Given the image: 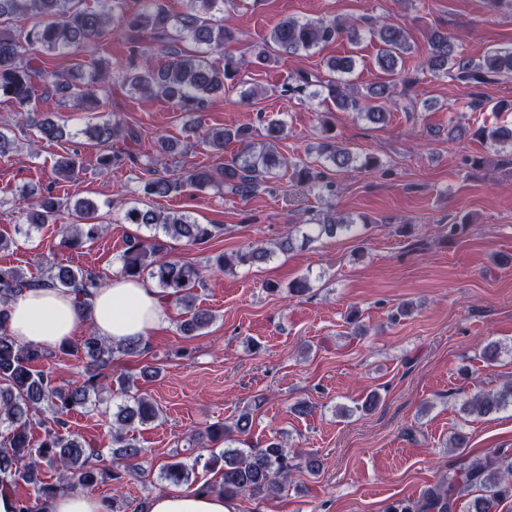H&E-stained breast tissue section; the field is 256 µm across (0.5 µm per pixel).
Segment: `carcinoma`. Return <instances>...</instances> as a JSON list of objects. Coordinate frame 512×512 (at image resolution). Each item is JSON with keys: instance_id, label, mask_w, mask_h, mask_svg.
<instances>
[{"instance_id": "carcinoma-1", "label": "carcinoma", "mask_w": 512, "mask_h": 512, "mask_svg": "<svg viewBox=\"0 0 512 512\" xmlns=\"http://www.w3.org/2000/svg\"><path fill=\"white\" fill-rule=\"evenodd\" d=\"M126 0H96L90 7L85 0H0V96L9 98L19 119L37 130L40 138L59 140L65 125L42 116L36 103V86L42 84L66 102L97 108L99 91L112 80V64L99 56L91 61L92 70L83 74L82 64L66 72L48 71L37 64V52L69 54L83 46L97 47L112 38V25H117L132 43L128 66L118 72L121 83L128 90L143 97H160L184 112L204 109L210 96L224 90V81L234 80L241 71L238 60L231 56L210 59L224 45L235 39V32L226 24L224 15L234 7V0H185L184 10L171 14L160 0H140L141 7L133 12L125 9ZM30 19L27 30L15 31L10 23ZM358 27L339 18L300 19L285 17L270 31L264 44H273L281 55L309 52L344 36H350ZM369 34L380 43L376 65L387 79L369 86L364 91L354 90L345 78L354 69L351 56L336 57L328 62L335 77L321 80L308 72L292 77L293 83L284 86L283 93H309L316 97L325 91L336 107L353 112L372 124L389 120V103L393 102L390 77L402 73L404 56L411 45L405 30L396 23L383 22L369 29ZM190 41L201 48V53L190 54L181 44ZM163 54L166 62L154 63V55ZM424 65L434 74H455L476 83L490 78L512 74V47L500 48L476 61L463 56L448 37L433 34ZM283 126L272 123L267 140L261 144L252 141L247 127L215 128L206 132L210 146L224 152V144L234 140L242 145L232 163L217 170L197 168L177 175L149 178L141 183V193L147 197H167L186 186H224L240 197H249L267 184L269 174L284 164L276 142ZM326 137L317 149L313 164L292 165L294 182L308 192L334 194L337 184L323 180L320 169L331 167L338 174L351 169L368 171L381 166L378 158L356 154L336 145L333 127L324 124ZM89 139L105 146L120 137L131 141L138 133L113 119L95 123L86 128ZM159 154L174 155L187 149V144L166 137L156 139ZM57 173L69 181L78 174V163L71 156H60L55 165ZM64 210L76 214L79 223L70 224L62 231L61 244L79 250L98 239L104 231L97 222L96 203L78 200L74 204L62 200L48 190L31 194L26 207L28 227L55 224ZM125 220L155 230L151 239L133 237L128 241L122 258L121 273L125 277L150 279L160 289L162 297L180 305L187 314L179 325L186 336L209 326L215 316L196 308L195 287L202 281V272L195 265L173 258L166 253L161 237L183 240L191 246L209 243L224 232L218 224H199L190 216L162 214L152 209L133 206L126 210ZM353 224L346 217L329 211L308 225L307 240L323 235L333 237L339 232L352 231ZM294 246L291 235L282 237L269 248L249 244L231 254L215 257L221 271L236 267H250L268 261L276 252L286 253ZM106 286L103 276L80 267L47 268L41 276H32L18 267H0V425L8 434L0 442V495L15 499V512H44L42 504L50 498L76 487H92L104 476L114 485L112 503L122 499V510L112 512H145L144 506L122 497L123 473L140 468L143 449L129 436L131 428L150 424L161 417L154 403L141 395L131 396V405L118 408L112 420V444L109 466L92 463L104 458V452L91 443L66 431L64 416L72 410L84 408L91 394L112 390V383L102 382L100 370L112 365L114 357L139 355L148 344L140 339L114 343L95 331H90L80 344L67 342L59 352L76 355L85 365L86 378L82 382L58 383L46 369V362L56 356L26 346L8 334L5 307L12 297L30 288H54L73 296L83 312L91 305L95 291ZM512 406V385L497 392H486L473 397L467 405L470 413L489 415ZM39 421L44 435L34 442L31 423ZM250 423V414L239 416L232 425L213 424L200 434L224 449L212 455L203 464L206 469L220 470V482L204 484L202 488L218 491L232 499L249 495L263 499L288 488L292 471V456L283 440L267 439L250 448H232L237 442L235 432L243 433ZM56 472V481L43 480L45 470ZM194 467L184 462H170L162 466L163 478L175 485L189 481ZM22 484L35 490V498L19 497L16 488ZM480 487L483 494L470 502L468 512H498L499 505L512 498V450L498 448L483 461L465 468L448 471L440 481L429 487L416 500H402L391 504L386 512H454L460 494L472 487Z\"/></svg>"}]
</instances>
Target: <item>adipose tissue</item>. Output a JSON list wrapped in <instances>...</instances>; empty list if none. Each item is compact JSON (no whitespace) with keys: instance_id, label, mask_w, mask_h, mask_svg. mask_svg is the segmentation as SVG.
Returning <instances> with one entry per match:
<instances>
[{"instance_id":"obj_1","label":"adipose tissue","mask_w":512,"mask_h":512,"mask_svg":"<svg viewBox=\"0 0 512 512\" xmlns=\"http://www.w3.org/2000/svg\"><path fill=\"white\" fill-rule=\"evenodd\" d=\"M10 335L47 349L71 340L82 320L113 342L147 338L167 322L168 307L159 293L141 281L119 277L98 290L90 317H83L71 295L49 288L14 296L7 307ZM151 512H236L234 501L213 491L169 490L156 494Z\"/></svg>"}]
</instances>
